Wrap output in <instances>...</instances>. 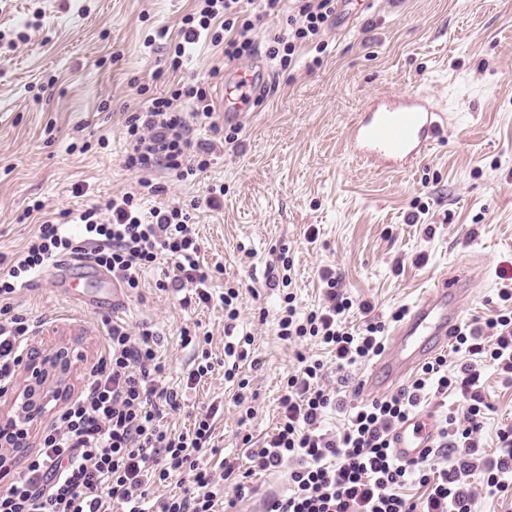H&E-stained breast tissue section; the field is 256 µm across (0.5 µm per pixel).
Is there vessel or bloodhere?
I'll return each instance as SVG.
<instances>
[{
  "mask_svg": "<svg viewBox=\"0 0 512 512\" xmlns=\"http://www.w3.org/2000/svg\"><path fill=\"white\" fill-rule=\"evenodd\" d=\"M265 70L260 66L230 65L224 77V115L239 117L254 106L261 94ZM448 128V115L419 95H384L370 99L359 118L348 129L346 147L356 159L388 171L409 170L421 163ZM470 288L468 274L444 276L428 288L394 328L384 349L361 381V393L371 397L398 386L448 340L462 317L461 301ZM69 297L85 307H97L98 294L120 303L112 279L99 283L98 291L68 288ZM436 418L419 412L389 435L394 456L412 461L435 442Z\"/></svg>",
  "mask_w": 512,
  "mask_h": 512,
  "instance_id": "1",
  "label": "vessel or blood"
}]
</instances>
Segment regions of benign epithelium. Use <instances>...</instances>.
<instances>
[{
	"instance_id": "7a95c632",
	"label": "benign epithelium",
	"mask_w": 512,
	"mask_h": 512,
	"mask_svg": "<svg viewBox=\"0 0 512 512\" xmlns=\"http://www.w3.org/2000/svg\"><path fill=\"white\" fill-rule=\"evenodd\" d=\"M74 345L57 343L51 346L31 344L23 363L21 379L6 405L0 407V437H12V461L23 457L24 450L31 447L29 429L42 419L50 405L58 406L71 390L69 368L59 365L57 354L73 357Z\"/></svg>"
}]
</instances>
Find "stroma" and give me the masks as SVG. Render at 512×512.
Instances as JSON below:
<instances>
[{
  "mask_svg": "<svg viewBox=\"0 0 512 512\" xmlns=\"http://www.w3.org/2000/svg\"><path fill=\"white\" fill-rule=\"evenodd\" d=\"M368 3L359 18H333L326 50H300L285 70L270 63L258 107L233 124L224 119L223 47L202 42L180 69L168 63V46L196 0H0V257L20 252L45 218L134 191L140 175L124 165L125 122L143 104L139 87L203 83L216 123L235 132L191 180L154 172L163 190L149 204L198 200L200 264L222 266L215 292L240 290L236 329L255 338L240 369L253 418L217 372L166 420L180 431L200 409L218 405V445L244 470L242 438L258 448L275 433L298 351L321 352L278 336L282 290L269 267L279 253L293 262L304 310L324 302L320 271H335L354 302L348 322L355 327L372 318L392 330L394 313L443 274L471 276L461 309L474 326L503 309L499 295L512 290V0ZM388 93L426 95L448 114L444 141L405 172L367 167L345 150V131L364 104ZM218 186L223 195L207 205ZM37 200L44 211L24 217ZM173 276L165 264L148 270L140 288L125 292L117 316L72 303L49 272L12 305L33 335L75 342L74 390L97 365L115 317L159 335L163 383L178 390L189 358L182 329L210 331L212 354L223 357L224 310L217 301L184 305ZM444 354L449 371L479 367L491 409L478 454L497 457L499 433L512 428V383L479 356L449 347Z\"/></svg>",
  "mask_w": 512,
  "mask_h": 512,
  "instance_id": "35a3bbf8",
  "label": "stroma"
}]
</instances>
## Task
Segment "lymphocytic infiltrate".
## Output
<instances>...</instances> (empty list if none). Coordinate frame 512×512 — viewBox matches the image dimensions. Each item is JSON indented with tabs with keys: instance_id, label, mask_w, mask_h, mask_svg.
Listing matches in <instances>:
<instances>
[{
	"instance_id": "f902f5d3",
	"label": "lymphocytic infiltrate",
	"mask_w": 512,
	"mask_h": 512,
	"mask_svg": "<svg viewBox=\"0 0 512 512\" xmlns=\"http://www.w3.org/2000/svg\"><path fill=\"white\" fill-rule=\"evenodd\" d=\"M281 0H198L194 12L182 19L179 39L173 45V62L199 41L224 48L226 56L241 58L255 44L257 20L278 13ZM336 0H297V16L267 48L270 59L291 64L298 46L320 40ZM189 101L191 115L180 112L177 100ZM214 107L205 87L197 82L179 84L171 94L149 95L142 108L126 120L124 164L147 170L162 167L188 178L210 164L213 146L195 140L188 124L211 123ZM159 184L142 179L139 189L91 205L76 217L77 229L50 220L9 268L0 273V391L14 382L31 326L16 313L11 301L18 290L52 267L60 257L80 255L117 276L123 287L136 289L143 273L159 262L177 272L181 284L190 287L196 303L220 300L224 308V359L214 364L207 349L209 336L183 330L181 342L192 351L183 383L194 388L202 378L223 368L224 379L236 382L241 393L247 383L237 380L242 361L253 345L251 335L233 338L240 312L239 292L226 288L213 296L212 271L201 268L200 244L189 213L172 206L143 211L144 195L159 193ZM325 305L299 313L290 293V277H283L287 292L278 321L285 340L314 338L334 351L337 371L366 362L384 348L381 323L367 322L352 330L344 315L352 306L338 290L333 274L322 276ZM486 342H477L470 326L455 334V351L483 355L486 362L504 364L512 371V311L485 323ZM106 347L97 368L91 370L80 394L58 414L52 427L39 438L37 451L27 454L21 471L0 479V512H219L244 497L246 483L233 463L222 462L221 474L201 466L206 454H217L215 408L196 416L189 430L169 432L161 422L164 410L181 407L177 391L160 386L163 367L157 360L159 340L150 331L131 334L127 325L109 322ZM300 368L288 377L280 398L282 419L276 432L247 457L251 471L288 467V491L266 501L267 512H474V500L463 491V473L477 469L490 496L512 493V429L501 431L497 461L476 467V435L486 404L475 392L480 379L472 367L460 374L448 372V360L437 356L422 367L411 386L398 393L343 407L342 432L320 429L326 411L338 404L324 388L322 360L299 356ZM444 395L458 390L469 394L463 415L448 412L438 423L436 442L416 461L404 463L391 451L389 435L404 423L421 403L426 389ZM179 477V494L150 501L156 484ZM417 482L427 486L419 501L407 498L402 489ZM233 498H225V489Z\"/></svg>"
}]
</instances>
